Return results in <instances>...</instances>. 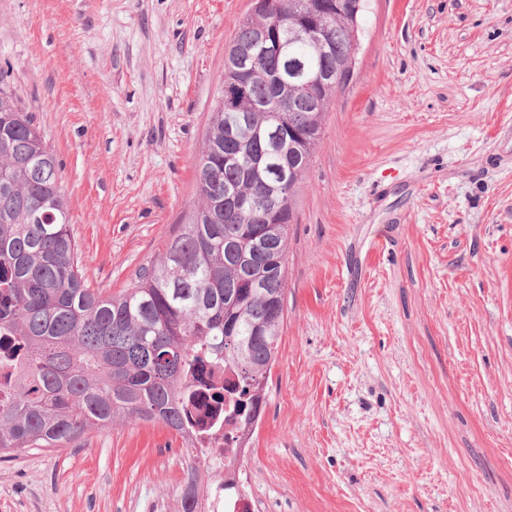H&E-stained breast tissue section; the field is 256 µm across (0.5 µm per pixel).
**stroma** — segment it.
<instances>
[{"mask_svg": "<svg viewBox=\"0 0 512 512\" xmlns=\"http://www.w3.org/2000/svg\"><path fill=\"white\" fill-rule=\"evenodd\" d=\"M252 0H0V80L59 164L90 287L198 202ZM293 202L285 319L240 462L264 512H512V0H365ZM160 424L0 461V512H176Z\"/></svg>", "mask_w": 512, "mask_h": 512, "instance_id": "obj_1", "label": "stroma"}]
</instances>
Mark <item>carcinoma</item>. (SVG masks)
I'll use <instances>...</instances> for the list:
<instances>
[{
	"label": "carcinoma",
	"instance_id": "cac0c4a2",
	"mask_svg": "<svg viewBox=\"0 0 512 512\" xmlns=\"http://www.w3.org/2000/svg\"><path fill=\"white\" fill-rule=\"evenodd\" d=\"M267 23L283 13L302 16L308 0H271ZM345 18L328 20V51L296 45L308 67H334L354 49ZM253 20L233 43L255 42ZM254 73L243 79L235 109L218 101L199 153V202L168 241L161 258L141 267L119 296L91 288L70 233L59 163L17 97L0 85V459L28 448H73L88 431L118 419L160 423L188 439L203 428L191 411L210 404V419L232 422L238 447H248L267 405V379L284 322L288 226L292 201L308 168L311 143L288 195H270L282 175V156L263 136L240 146L224 130L264 129L280 119L296 130L322 131L332 98L311 111L300 98L288 111L252 112L271 97L268 77L290 81L286 59L256 47ZM238 189L256 208H280L282 223L259 228L251 210L224 202ZM224 368V386L208 370ZM237 456L224 460V490L235 487Z\"/></svg>",
	"mask_w": 512,
	"mask_h": 512
}]
</instances>
